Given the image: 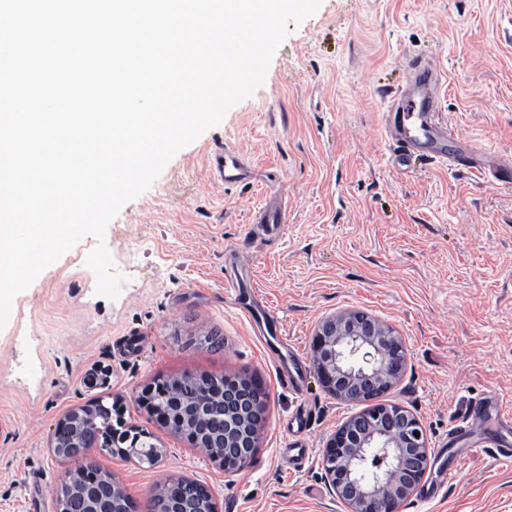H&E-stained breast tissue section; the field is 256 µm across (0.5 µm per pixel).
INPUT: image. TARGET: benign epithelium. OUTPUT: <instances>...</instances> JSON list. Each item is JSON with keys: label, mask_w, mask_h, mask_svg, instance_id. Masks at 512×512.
<instances>
[{"label": "benign epithelium", "mask_w": 512, "mask_h": 512, "mask_svg": "<svg viewBox=\"0 0 512 512\" xmlns=\"http://www.w3.org/2000/svg\"><path fill=\"white\" fill-rule=\"evenodd\" d=\"M314 372L337 398L366 407L351 416L327 441L325 478L349 512H399L422 483L430 448L419 419L402 404L379 398L403 378L408 363L405 344L396 331L360 310L325 319L312 345ZM236 388H224V432L191 439L220 459L226 469H242L259 448L262 423L247 417L260 408L262 387L243 377ZM125 499L128 512L137 503L123 486H90L75 499L61 498L59 512H110Z\"/></svg>", "instance_id": "benign-epithelium-1"}]
</instances>
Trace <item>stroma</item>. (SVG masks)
Segmentation results:
<instances>
[{
  "label": "stroma",
  "instance_id": "1",
  "mask_svg": "<svg viewBox=\"0 0 512 512\" xmlns=\"http://www.w3.org/2000/svg\"><path fill=\"white\" fill-rule=\"evenodd\" d=\"M441 71L438 109L480 169L437 160L391 164L384 133L391 91L409 88V58ZM228 145L252 177L227 186L208 166ZM512 162V0H321L276 50L263 85L220 124L181 149L109 223L105 241L125 283L96 293L83 238L12 302L0 328V512H58L70 467L54 452L59 419L92 398L118 403L126 425L151 433L155 465L96 450L146 512L153 491L188 478L211 491L216 512H347L324 479L327 438L356 404L337 399L312 368L319 323L358 309L395 329L408 350L386 394L422 423L426 484L401 512H512V425L456 436L472 404L496 396L512 415V182L486 167ZM287 224L268 236L251 223L262 201ZM246 270L259 301L282 321L305 368L300 390L280 387L224 274ZM217 333L224 346L202 345ZM248 374L267 395L260 448L228 472L160 425L140 402L154 381L186 373ZM302 438L299 468L281 454ZM468 454L450 478L448 451Z\"/></svg>",
  "mask_w": 512,
  "mask_h": 512
}]
</instances>
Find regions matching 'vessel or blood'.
<instances>
[{
    "label": "vessel or blood",
    "mask_w": 512,
    "mask_h": 512,
    "mask_svg": "<svg viewBox=\"0 0 512 512\" xmlns=\"http://www.w3.org/2000/svg\"><path fill=\"white\" fill-rule=\"evenodd\" d=\"M437 80V66L417 64L413 67L410 92L397 90L393 93L394 100L399 103V110L388 115L386 131L395 142L392 163L397 169H407L414 158L427 156L448 161L452 166L469 167L473 164L471 151H461L452 157L447 154L446 146L451 132L440 117L432 93V86ZM209 164L214 176L227 185L245 181L251 176V167L244 156L230 147L214 151ZM251 218L253 223L265 225L268 232L274 235L283 232L286 222V216L280 208L266 204L255 207ZM247 314L250 319L262 320L263 326L257 334L264 343L281 340V323L268 307H251Z\"/></svg>",
    "instance_id": "1"
}]
</instances>
